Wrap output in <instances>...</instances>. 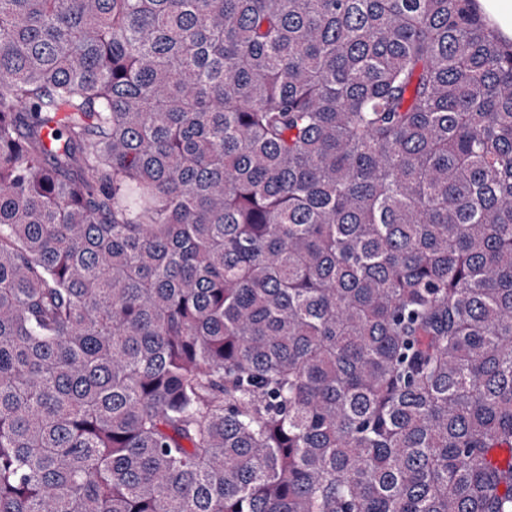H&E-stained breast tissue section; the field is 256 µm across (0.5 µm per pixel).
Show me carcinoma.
<instances>
[{
    "label": "carcinoma",
    "instance_id": "cac0c4a2",
    "mask_svg": "<svg viewBox=\"0 0 512 512\" xmlns=\"http://www.w3.org/2000/svg\"><path fill=\"white\" fill-rule=\"evenodd\" d=\"M0 512H512L478 0H0Z\"/></svg>",
    "mask_w": 512,
    "mask_h": 512
}]
</instances>
